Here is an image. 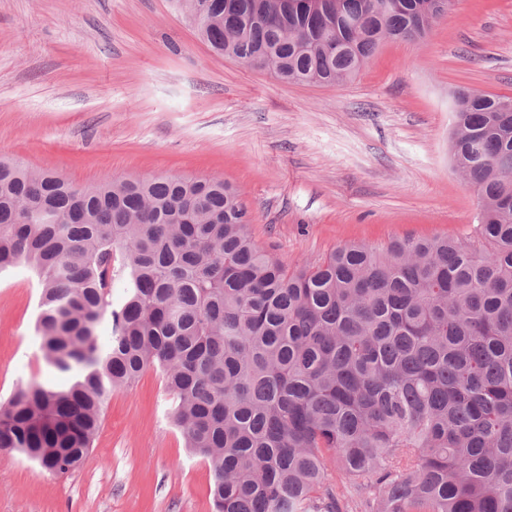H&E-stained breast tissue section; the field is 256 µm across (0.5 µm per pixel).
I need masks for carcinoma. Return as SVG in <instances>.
I'll return each instance as SVG.
<instances>
[{"label": "carcinoma", "mask_w": 512, "mask_h": 512, "mask_svg": "<svg viewBox=\"0 0 512 512\" xmlns=\"http://www.w3.org/2000/svg\"><path fill=\"white\" fill-rule=\"evenodd\" d=\"M436 2L173 0L214 52L330 85L423 36ZM453 100L476 236L344 243L292 270L222 180L79 187L1 157L0 273L34 272L60 381L0 405V452L78 469L112 394L152 367L214 512H512V97Z\"/></svg>", "instance_id": "carcinoma-1"}]
</instances>
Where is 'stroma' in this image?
Instances as JSON below:
<instances>
[{
	"label": "stroma",
	"mask_w": 512,
	"mask_h": 512,
	"mask_svg": "<svg viewBox=\"0 0 512 512\" xmlns=\"http://www.w3.org/2000/svg\"><path fill=\"white\" fill-rule=\"evenodd\" d=\"M512 97V0H453L340 86L213 53L168 0H0V155L79 185L224 179L255 243L289 268L346 242L466 239L479 199L449 152L450 94ZM32 272L0 275V402L51 383ZM161 374L115 392L84 466L0 453V512H213Z\"/></svg>",
	"instance_id": "stroma-1"
}]
</instances>
